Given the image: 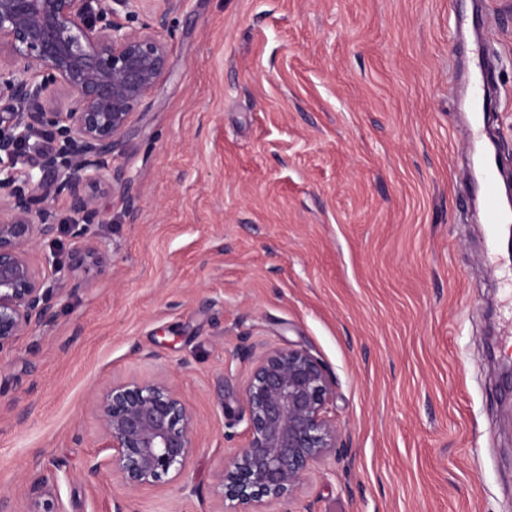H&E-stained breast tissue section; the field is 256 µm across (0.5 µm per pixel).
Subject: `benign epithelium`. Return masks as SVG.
<instances>
[{
  "mask_svg": "<svg viewBox=\"0 0 512 512\" xmlns=\"http://www.w3.org/2000/svg\"><path fill=\"white\" fill-rule=\"evenodd\" d=\"M127 13L150 0H0V353L53 318L55 289L43 270L69 278L98 257L76 251L68 266L31 252L66 230L74 239L105 221L100 195L123 191L112 178L114 142L167 73L168 12L183 0H163L153 31L127 27L110 5ZM69 105L53 107L60 91ZM52 131V151L30 149V139ZM63 197L75 223L56 222L52 203ZM335 383L301 347L274 348L253 362L242 394L246 441L225 462L222 499L237 512H275L300 486L310 466L344 450L341 431L326 415ZM107 461L103 468L131 490L180 478L194 453L197 423L180 392L164 379L113 383L91 392Z\"/></svg>",
  "mask_w": 512,
  "mask_h": 512,
  "instance_id": "obj_1",
  "label": "benign epithelium"
}]
</instances>
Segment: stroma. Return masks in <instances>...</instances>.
Returning a JSON list of instances; mask_svg holds the SVG:
<instances>
[{"label": "stroma", "mask_w": 512, "mask_h": 512, "mask_svg": "<svg viewBox=\"0 0 512 512\" xmlns=\"http://www.w3.org/2000/svg\"><path fill=\"white\" fill-rule=\"evenodd\" d=\"M168 21L170 75L113 148L125 191L32 253L103 262L0 353V506L30 512L45 480L67 512H222L250 355L292 344L334 378L348 453L282 512H512V387L488 353L512 264L485 259L457 109L484 72L511 177L512 0H188ZM154 377L197 422L183 477L86 478L109 455L91 390Z\"/></svg>", "instance_id": "obj_1"}]
</instances>
